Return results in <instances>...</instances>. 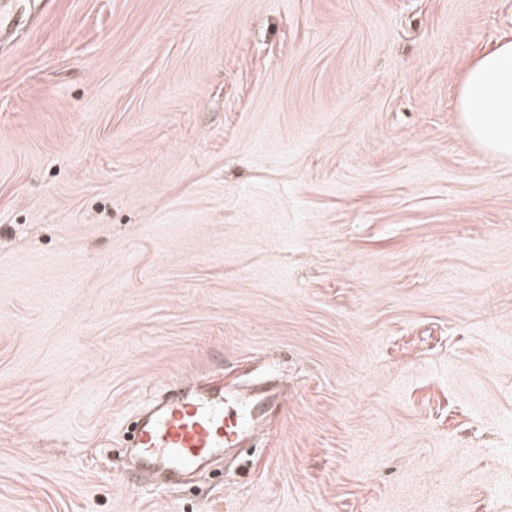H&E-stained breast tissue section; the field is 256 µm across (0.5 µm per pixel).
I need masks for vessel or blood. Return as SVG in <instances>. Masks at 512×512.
Instances as JSON below:
<instances>
[{
    "label": "vessel or blood",
    "instance_id": "vessel-or-blood-1",
    "mask_svg": "<svg viewBox=\"0 0 512 512\" xmlns=\"http://www.w3.org/2000/svg\"><path fill=\"white\" fill-rule=\"evenodd\" d=\"M275 405L274 396L264 389L242 397L231 389L183 383L140 415L129 446L166 486L224 449L240 445L267 423Z\"/></svg>",
    "mask_w": 512,
    "mask_h": 512
}]
</instances>
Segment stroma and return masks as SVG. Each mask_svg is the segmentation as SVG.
I'll return each instance as SVG.
<instances>
[{
    "instance_id": "35a3bbf8",
    "label": "stroma",
    "mask_w": 512,
    "mask_h": 512,
    "mask_svg": "<svg viewBox=\"0 0 512 512\" xmlns=\"http://www.w3.org/2000/svg\"><path fill=\"white\" fill-rule=\"evenodd\" d=\"M512 0H53L0 42V512H512ZM265 381L183 486L125 437ZM458 112L470 140L487 154L512 161V39H502L468 66Z\"/></svg>"
}]
</instances>
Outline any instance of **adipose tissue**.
<instances>
[{
  "mask_svg": "<svg viewBox=\"0 0 512 512\" xmlns=\"http://www.w3.org/2000/svg\"><path fill=\"white\" fill-rule=\"evenodd\" d=\"M461 123L487 154L512 161V39L476 57L458 89Z\"/></svg>",
  "mask_w": 512,
  "mask_h": 512,
  "instance_id": "1",
  "label": "adipose tissue"
}]
</instances>
